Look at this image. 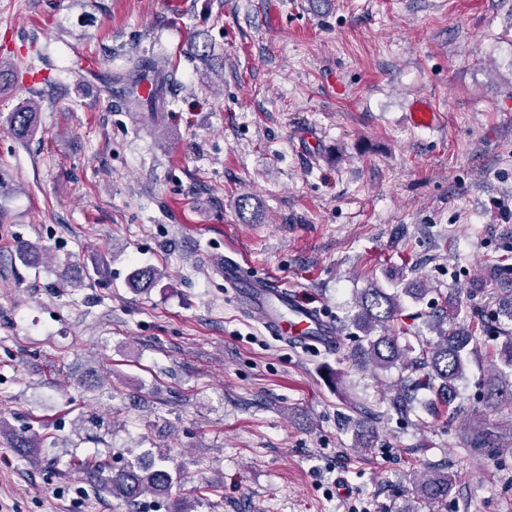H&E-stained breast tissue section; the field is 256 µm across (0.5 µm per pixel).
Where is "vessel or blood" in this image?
I'll use <instances>...</instances> for the list:
<instances>
[{
	"label": "vessel or blood",
	"mask_w": 512,
	"mask_h": 512,
	"mask_svg": "<svg viewBox=\"0 0 512 512\" xmlns=\"http://www.w3.org/2000/svg\"><path fill=\"white\" fill-rule=\"evenodd\" d=\"M407 116L413 126L422 128L431 126L436 118L433 108L421 100L410 103ZM224 281L235 294L250 299L253 314L271 335L302 346L318 345L326 349L335 346L334 324L286 285L272 280L255 281L243 262L229 256L224 259Z\"/></svg>",
	"instance_id": "1"
}]
</instances>
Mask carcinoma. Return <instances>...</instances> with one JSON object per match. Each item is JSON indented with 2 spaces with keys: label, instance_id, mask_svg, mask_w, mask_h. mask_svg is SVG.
I'll list each match as a JSON object with an SVG mask.
<instances>
[{
  "label": "carcinoma",
  "instance_id": "carcinoma-1",
  "mask_svg": "<svg viewBox=\"0 0 512 512\" xmlns=\"http://www.w3.org/2000/svg\"><path fill=\"white\" fill-rule=\"evenodd\" d=\"M177 66L168 58L155 60L131 57L124 75L117 81L126 84L124 102L130 112L165 111L164 93L173 81ZM150 79L152 90L143 98L137 87L144 79ZM39 105L28 101L15 111L8 113L7 123L12 134L23 141L37 130ZM157 278V270L152 267L138 269L129 284L136 289H148ZM358 311L354 324L363 334L367 345L363 356L373 367L384 370L393 365L404 366L409 374L403 385L389 399L390 407L396 412L407 409L411 392L425 388L438 397V404L450 410L454 403L456 382L465 377L467 356L479 344V334L485 332V323L477 319L475 323L458 320L459 312L443 314L434 327L437 340L422 339L418 343V353L399 345L398 337L390 333V323L400 311V296L389 294L379 288H365L357 299ZM501 322L502 334L507 338L504 348L498 350L497 357L503 369L497 370L486 384L487 402L492 407L512 410V289L507 290L493 311ZM497 432L479 425L465 440L470 451L488 453L496 449ZM43 445V437L33 429L14 435V446L32 456L38 454ZM169 459H160L159 464L141 466L131 464L111 475L104 473L102 465H97L100 488L128 505L149 492L156 498L170 502L168 512H188L191 505L184 500H170L171 492L178 476L168 466ZM416 503L433 505L448 498V475L431 472L415 485Z\"/></svg>",
  "mask_w": 512,
  "mask_h": 512
}]
</instances>
